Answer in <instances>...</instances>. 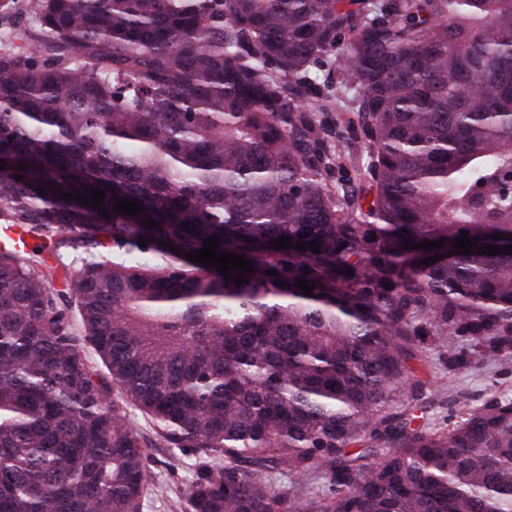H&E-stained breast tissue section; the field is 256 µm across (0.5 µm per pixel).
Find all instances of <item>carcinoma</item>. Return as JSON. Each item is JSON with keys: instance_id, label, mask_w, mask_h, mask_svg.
<instances>
[{"instance_id": "carcinoma-1", "label": "carcinoma", "mask_w": 512, "mask_h": 512, "mask_svg": "<svg viewBox=\"0 0 512 512\" xmlns=\"http://www.w3.org/2000/svg\"><path fill=\"white\" fill-rule=\"evenodd\" d=\"M26 6L0 224L39 244L0 246V512H143L148 448L194 457L184 512H305L284 466L323 475L319 512H512V399L417 426L408 365L512 349V254L404 245L512 236V0ZM87 187L109 218L61 198ZM211 236L254 272L185 258Z\"/></svg>"}]
</instances>
